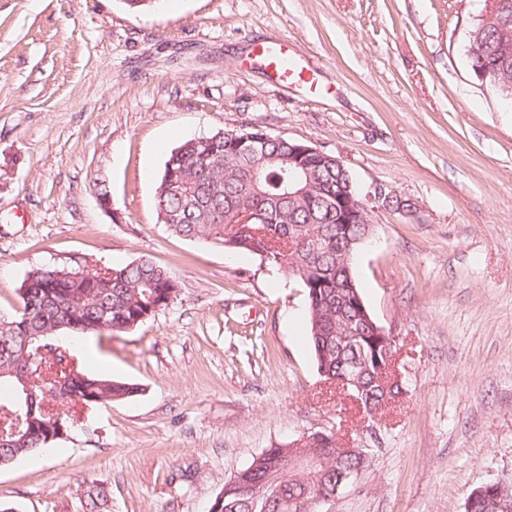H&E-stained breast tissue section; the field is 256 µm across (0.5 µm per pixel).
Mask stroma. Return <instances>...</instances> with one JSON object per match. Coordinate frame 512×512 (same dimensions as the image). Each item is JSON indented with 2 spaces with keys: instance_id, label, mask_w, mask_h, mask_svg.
I'll use <instances>...</instances> for the list:
<instances>
[{
  "instance_id": "1",
  "label": "stroma",
  "mask_w": 512,
  "mask_h": 512,
  "mask_svg": "<svg viewBox=\"0 0 512 512\" xmlns=\"http://www.w3.org/2000/svg\"><path fill=\"white\" fill-rule=\"evenodd\" d=\"M484 0H0V314L44 266L169 268L174 303L134 330L69 337L86 373L136 384L0 468L15 512H209L265 448L338 431L369 450L320 512H464L512 482V112L468 67ZM288 40L312 82L255 46ZM241 125L336 155L417 216L377 213L354 273L396 337L406 389L362 429L337 418L306 293L258 255L172 234L154 194L170 151ZM262 62L263 68L275 82L292 85L296 81H309V71L299 67L285 40L273 39L258 45L252 51ZM110 502L111 491L106 485L92 482L86 487L83 500L85 512H109Z\"/></svg>"
}]
</instances>
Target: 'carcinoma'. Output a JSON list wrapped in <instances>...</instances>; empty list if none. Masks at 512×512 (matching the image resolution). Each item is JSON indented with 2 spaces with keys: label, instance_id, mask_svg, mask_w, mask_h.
I'll return each instance as SVG.
<instances>
[{
  "label": "carcinoma",
  "instance_id": "carcinoma-1",
  "mask_svg": "<svg viewBox=\"0 0 512 512\" xmlns=\"http://www.w3.org/2000/svg\"><path fill=\"white\" fill-rule=\"evenodd\" d=\"M511 33L475 22L469 31V67L487 73L486 85L505 101H512ZM247 132L268 157L288 156L290 143L251 126ZM245 148L222 139L192 138L170 152L158 187L174 190L154 195L155 209L169 217L171 233L202 239L258 255L262 262L299 281L307 297L310 343L318 371L339 378L351 370L359 352L356 332L361 305L350 293L353 257L361 247L365 224H340L336 193L347 187L351 173L331 161L311 162L313 187L302 200L280 201L283 186L306 181L299 171L282 162L265 163L261 170L265 194L248 187L252 160ZM253 209L262 223L240 235L228 230L226 216ZM318 242L315 249L300 248L301 237ZM73 270L41 267L31 271L17 290L16 313L0 316V414L14 418L0 425V468L37 448L47 446V433L70 429L78 410L91 409L132 396L134 384L92 376L71 366L65 335L112 336L139 327L174 301L178 282L166 268L148 258L125 265H106L90 277L72 276ZM365 350L378 354L359 379L363 413L382 411L404 394L394 384L385 392L378 370L385 364L383 342L376 336L363 340ZM285 450L268 448L261 459L237 471L216 495L210 512H297L294 500L304 492L329 494L337 473L359 472L367 459L339 454L316 471L312 482L281 478L271 472L284 468ZM110 489L93 482L84 491V512H109Z\"/></svg>",
  "mask_w": 512,
  "mask_h": 512
}]
</instances>
